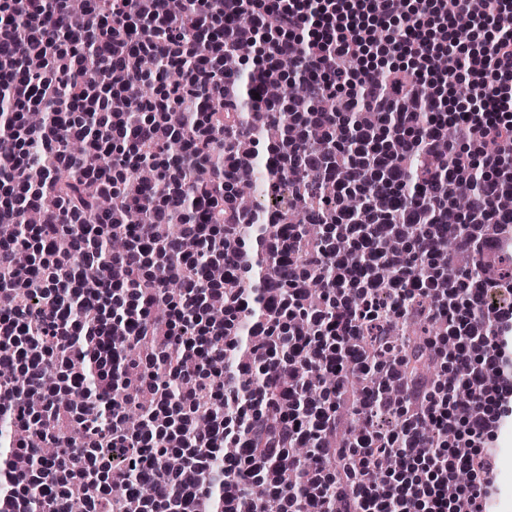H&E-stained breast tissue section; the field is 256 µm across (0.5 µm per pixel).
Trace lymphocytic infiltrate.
Instances as JSON below:
<instances>
[{
	"mask_svg": "<svg viewBox=\"0 0 512 512\" xmlns=\"http://www.w3.org/2000/svg\"><path fill=\"white\" fill-rule=\"evenodd\" d=\"M292 78L301 97L270 96ZM0 88V227L16 232L0 241V415L25 436L0 453V512L34 496L45 512L76 496L83 512H493L512 418V0H0ZM284 119L294 140L266 153L295 201L323 206L262 232L236 200L240 146ZM144 165L153 181L133 179ZM53 166L111 210L49 194ZM460 190L463 223H441ZM131 209L145 222L122 223ZM410 315L439 333L385 359ZM421 358L433 374L410 373ZM95 398L112 401L100 425Z\"/></svg>",
	"mask_w": 512,
	"mask_h": 512,
	"instance_id": "f902f5d3",
	"label": "lymphocytic infiltrate"
}]
</instances>
